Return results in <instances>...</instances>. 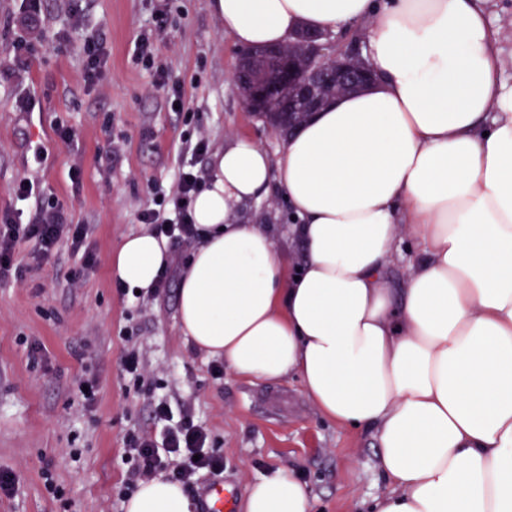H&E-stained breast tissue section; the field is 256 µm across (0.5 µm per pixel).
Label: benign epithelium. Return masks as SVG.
I'll list each match as a JSON object with an SVG mask.
<instances>
[{"instance_id":"benign-epithelium-1","label":"benign epithelium","mask_w":512,"mask_h":512,"mask_svg":"<svg viewBox=\"0 0 512 512\" xmlns=\"http://www.w3.org/2000/svg\"><path fill=\"white\" fill-rule=\"evenodd\" d=\"M335 44L336 39L330 34H312L300 41V51L308 57L310 66L307 71L295 76L296 82L303 84L298 101L312 112L316 104L313 87L316 80L334 79L338 83L365 84L372 79L367 69L356 67L348 51L335 48ZM279 91L278 85L260 86L247 109L252 112L272 111L273 106L282 102Z\"/></svg>"}]
</instances>
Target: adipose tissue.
Wrapping results in <instances>:
<instances>
[{"mask_svg": "<svg viewBox=\"0 0 512 512\" xmlns=\"http://www.w3.org/2000/svg\"><path fill=\"white\" fill-rule=\"evenodd\" d=\"M245 49L304 30L362 29L373 84L336 98L269 154L231 135L194 204L200 244L179 288L194 346L236 375L298 374L335 423L374 432L391 484L370 512H512V81L476 0H215ZM278 185L303 245L291 274L241 204ZM422 253L402 287L386 263ZM166 241L124 237L110 266L148 291ZM126 512H192L180 485L142 484ZM276 469L242 512H311ZM401 250L404 259L401 260L398 257L393 258L388 262L386 269L389 278L396 288L400 286L406 274L407 260L422 259V255L417 253L414 244L407 238L403 239Z\"/></svg>", "mask_w": 512, "mask_h": 512, "instance_id": "adipose-tissue-1", "label": "adipose tissue"}]
</instances>
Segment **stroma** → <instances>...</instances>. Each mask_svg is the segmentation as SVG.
<instances>
[{"mask_svg":"<svg viewBox=\"0 0 512 512\" xmlns=\"http://www.w3.org/2000/svg\"><path fill=\"white\" fill-rule=\"evenodd\" d=\"M497 34L498 62L512 79V0H482ZM166 8L164 30L153 17ZM95 28L107 40L101 82L83 78L82 33ZM151 37L152 66L135 58L140 36ZM33 50L12 59L11 42ZM241 47L225 35L213 0H43L38 19L21 0H0V213L31 211L17 203L14 181L28 176L55 197L74 223L90 228L93 267L61 248L50 265L23 244L19 280L0 282V470L16 477L0 512H125L122 496L130 464L122 456L129 432L157 431L152 405L167 400L189 410L224 457L225 485L244 496L271 470L301 475L312 512H368L389 489L376 465L374 432L352 431L324 417L298 376L266 382L225 371L218 358L196 349L178 318L182 262L197 242H170V285L159 295L119 294L110 258L127 235L144 231L140 214L155 208L154 187L172 190L183 161L209 171L213 151L230 133L276 150L282 135L249 111L234 81ZM180 83L191 111H176L156 88L157 70ZM30 98L31 111L19 99ZM72 130V144L57 132ZM206 139L208 150L185 152ZM79 180H72L73 171ZM249 224L268 225L276 253L297 258L300 240L282 192L242 205ZM42 355L32 360V347ZM139 348L146 375L125 374L121 360ZM97 392L84 404V382Z\"/></svg>","mask_w":512,"mask_h":512,"instance_id":"35a3bbf8","label":"stroma"}]
</instances>
